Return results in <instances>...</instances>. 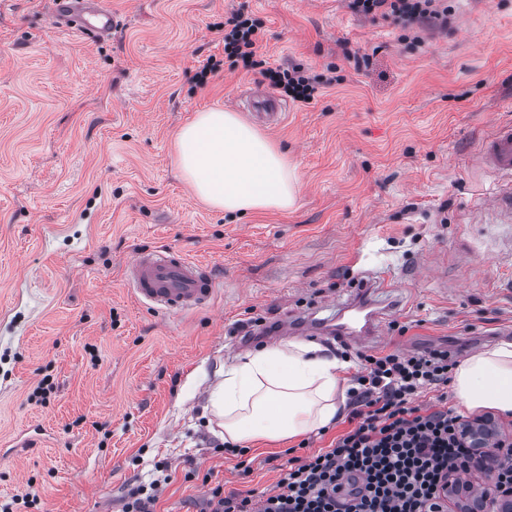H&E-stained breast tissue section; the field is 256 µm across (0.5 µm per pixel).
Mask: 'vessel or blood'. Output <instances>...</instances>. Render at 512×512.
<instances>
[{
	"label": "vessel or blood",
	"instance_id": "1",
	"mask_svg": "<svg viewBox=\"0 0 512 512\" xmlns=\"http://www.w3.org/2000/svg\"><path fill=\"white\" fill-rule=\"evenodd\" d=\"M53 15L61 27L100 37L112 31V13L104 0H52ZM257 120L271 128L286 117L281 103L265 94L257 102ZM476 164L500 180L501 188L490 200L494 211L512 214V122H497L474 154ZM125 276L136 297L159 312L200 309L212 300L217 280L210 265L160 249L139 253L128 264ZM381 284L376 278H361L352 295L340 304L335 319H320L311 312H298L279 322L277 334L288 332L312 338L324 334L337 341L377 344L382 325L399 304L396 297L378 300Z\"/></svg>",
	"mask_w": 512,
	"mask_h": 512
}]
</instances>
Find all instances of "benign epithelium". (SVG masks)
<instances>
[{
	"mask_svg": "<svg viewBox=\"0 0 512 512\" xmlns=\"http://www.w3.org/2000/svg\"><path fill=\"white\" fill-rule=\"evenodd\" d=\"M461 432L471 445L472 470L481 474L484 481L464 483L452 473L440 502L448 504V512H512V491L502 492L499 484L504 469L512 473V448L489 447L484 421H471Z\"/></svg>",
	"mask_w": 512,
	"mask_h": 512,
	"instance_id": "7a95c632",
	"label": "benign epithelium"
}]
</instances>
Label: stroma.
I'll return each instance as SVG.
<instances>
[{
  "label": "stroma",
  "instance_id": "35a3bbf8",
  "mask_svg": "<svg viewBox=\"0 0 512 512\" xmlns=\"http://www.w3.org/2000/svg\"><path fill=\"white\" fill-rule=\"evenodd\" d=\"M110 6L96 39L58 28L50 0H0V504L30 493L18 512H124L156 481L153 512H204L217 486L274 490L289 456L349 430L348 407L308 447L259 440L240 460L213 432L210 388L242 322L331 317L322 300L363 273L398 284L390 318L409 326H383L375 352L512 341V218L487 210L498 184L473 164L512 118V0H451L448 29L419 45L345 0ZM237 11L270 66L345 77L264 132L302 186L288 211L224 214L175 167L181 127L215 107L248 119L243 86L263 82L224 56ZM155 249L213 267L211 306L136 298L126 267Z\"/></svg>",
  "mask_w": 512,
  "mask_h": 512
}]
</instances>
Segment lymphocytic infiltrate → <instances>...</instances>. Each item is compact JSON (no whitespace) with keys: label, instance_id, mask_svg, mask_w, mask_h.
I'll list each match as a JSON object with an SVG mask.
<instances>
[{"label":"lymphocytic infiltrate","instance_id":"1","mask_svg":"<svg viewBox=\"0 0 512 512\" xmlns=\"http://www.w3.org/2000/svg\"><path fill=\"white\" fill-rule=\"evenodd\" d=\"M347 6L405 28L444 30L453 13L448 0H347ZM257 30L249 16L231 14L224 21L225 56L304 104L339 83L332 71L311 76L299 66H267L258 57ZM359 361L347 391L349 430L317 453L289 458L274 492L215 489L209 512H429L448 472L468 471L460 416L445 401H419L423 392L447 386L457 360L434 348L363 354Z\"/></svg>","mask_w":512,"mask_h":512}]
</instances>
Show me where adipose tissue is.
Returning a JSON list of instances; mask_svg holds the SVG:
<instances>
[{
    "label": "adipose tissue",
    "instance_id": "1",
    "mask_svg": "<svg viewBox=\"0 0 512 512\" xmlns=\"http://www.w3.org/2000/svg\"><path fill=\"white\" fill-rule=\"evenodd\" d=\"M176 163L195 195L230 213L295 206L301 185L287 158L235 113L212 108L176 138ZM347 365L318 345L288 342L239 356L211 391L209 410L225 441L294 438L329 425L338 411ZM459 407L512 415V342L478 350L457 363Z\"/></svg>",
    "mask_w": 512,
    "mask_h": 512
}]
</instances>
